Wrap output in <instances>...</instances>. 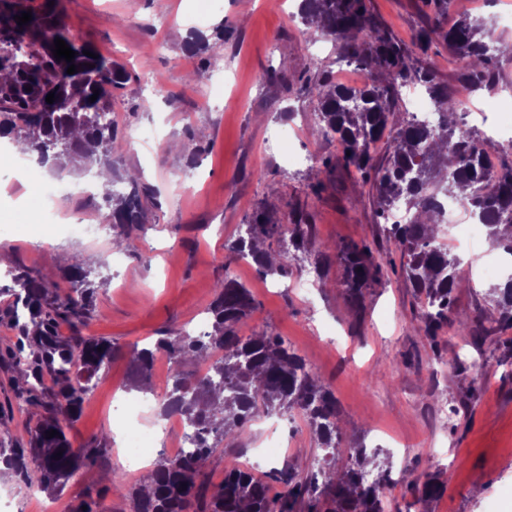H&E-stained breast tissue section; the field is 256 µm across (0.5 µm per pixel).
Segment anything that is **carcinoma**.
I'll return each instance as SVG.
<instances>
[{
	"instance_id": "cac0c4a2",
	"label": "carcinoma",
	"mask_w": 512,
	"mask_h": 512,
	"mask_svg": "<svg viewBox=\"0 0 512 512\" xmlns=\"http://www.w3.org/2000/svg\"><path fill=\"white\" fill-rule=\"evenodd\" d=\"M25 12L21 0H0V137L21 142L41 165L68 164L81 168H112L117 149L109 119L112 88L123 80L112 61L83 54L88 46L77 43L58 17L32 14L20 26L14 16ZM298 15L304 33L327 35L343 42L345 58L369 69L373 83L363 88L340 87L328 75L314 81L319 110V130L338 137L345 168H353L375 198L378 214L387 220L405 208V222L386 229L387 240L399 250L402 271L417 292L425 296L418 328L432 339L448 323L455 290L464 276L460 259L439 244L434 228L442 221L436 195L453 197L457 188H469L467 201L487 222L490 234L512 231V163L490 170L485 166L486 142L473 128L455 119L458 101L438 80L439 50L435 30L424 28L410 48L383 27L366 0H301ZM489 28L479 18L463 17L442 34L448 51L462 64L457 79L468 91L495 85L494 56L488 54ZM60 38L76 52L74 61L58 60L54 41ZM431 58L428 67L416 69L413 53ZM76 72L67 73L70 64ZM412 81L441 108L440 124L428 128L414 117L394 121L398 88ZM99 91L97 99L90 97ZM54 93L55 101L46 102ZM391 139L384 156L374 155L375 144ZM151 190L132 179L129 190L109 195L108 223L120 229L112 238L115 249L133 247L131 232L146 222L145 200ZM288 236L292 246L307 245V225L275 222L265 210L255 211L240 225L228 258L246 260L271 276L286 273L285 264L265 248L273 239ZM343 269L341 287L355 306L364 289L378 280L381 264L366 244L340 243L328 248ZM13 301L7 315L20 336L6 348L5 361L15 373L18 398L33 408H43L26 436L15 446L0 448L3 471L29 488L58 491L85 462L108 452L104 439L75 448L66 429L78 419L90 383L118 350L111 342L86 336L95 289L62 292L54 275L11 270ZM61 279L74 285L86 279L85 261L72 256ZM497 330H512V281L493 288ZM255 301L248 288L226 276L216 284L207 308L211 330L201 335L171 331L131 354L134 387L145 390L151 381L155 355L164 350L173 361L161 414L180 413L193 432V448L176 458L159 460L145 484L134 489L133 512H386L383 495L387 474L369 479L368 466L378 454L363 445L341 446V426L333 393L306 366L303 358L283 339L266 334L240 335V325L250 318ZM67 326L69 335L61 332ZM210 364L208 376L199 380L186 370L197 362ZM51 380L54 388L46 387ZM299 411L322 448L331 457L349 460L338 475L288 477V490L261 480L248 469L233 466L224 479L205 486L204 466L226 437L243 433L262 415ZM58 435L49 438L47 432Z\"/></svg>"
}]
</instances>
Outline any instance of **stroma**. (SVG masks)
Masks as SVG:
<instances>
[{
  "mask_svg": "<svg viewBox=\"0 0 512 512\" xmlns=\"http://www.w3.org/2000/svg\"><path fill=\"white\" fill-rule=\"evenodd\" d=\"M79 41L124 70L112 91V124L119 141L112 188L139 174L152 195L148 222L133 230L134 246L110 264L111 238L68 236L65 225L85 213H107L104 195L84 194L87 172L43 170L45 181L68 188L69 205L44 203L30 211L31 187L13 167L0 168V272L22 267L58 270L82 255L92 279L104 280L87 335L104 336L118 355L93 379L82 412L68 430L74 447L109 436L119 442L124 418L118 396L134 395L130 352L166 332L192 329L205 317L217 281L232 276L254 296L256 307L241 335L281 337L332 391L342 443L380 448L392 462L385 489L388 512H507L512 490V367L492 332L494 309L484 275L497 264L512 269V255L489 238L461 244L471 279L458 289L452 321L430 340L418 329L422 302L401 270V255L386 242L384 223L368 188L356 187L354 170L339 161L336 141L319 131L306 80L328 73L334 82L359 86L363 70L337 69L340 45L328 37L306 41L296 0H54ZM512 0H452L437 12L432 0H370L379 22L406 45L421 29L447 31L464 15L497 17ZM163 15L161 32L144 26ZM202 33L212 45L210 67L184 48L181 30ZM162 39L163 52L152 50ZM159 131L151 144L131 142L136 129ZM321 191H313L316 181ZM269 208L274 220L308 224V244L289 240L275 248L288 275L266 277L258 267L228 262L227 244L247 215ZM224 227L223 237L211 233ZM356 242L382 247L383 274L355 309L336 280L341 268L326 259L328 247ZM30 409L19 402L13 375L0 365V446L23 435ZM282 447L278 458H258L252 472H293L306 477L324 468L325 453L304 417L295 411L276 425L251 422L221 443L205 472L219 483L225 470L244 466L246 453L265 439ZM116 452L76 470L55 496L63 508L93 502L96 512H131L128 491L147 469L108 483L120 469ZM444 481V490L419 501L416 481Z\"/></svg>",
  "mask_w": 512,
  "mask_h": 512,
  "instance_id": "35a3bbf8",
  "label": "stroma"
}]
</instances>
